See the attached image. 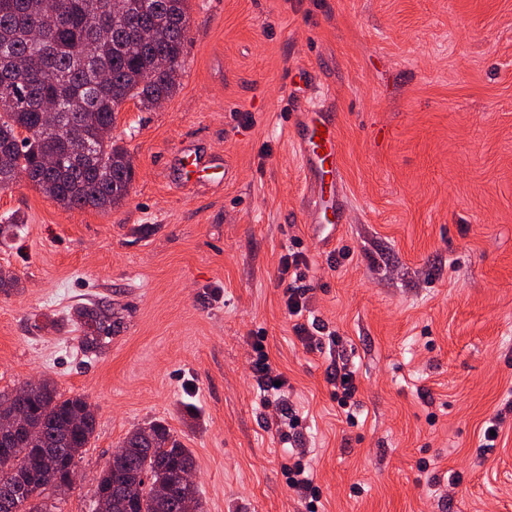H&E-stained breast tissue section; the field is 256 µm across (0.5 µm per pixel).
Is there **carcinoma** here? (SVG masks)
Listing matches in <instances>:
<instances>
[{"instance_id": "carcinoma-1", "label": "carcinoma", "mask_w": 512, "mask_h": 512, "mask_svg": "<svg viewBox=\"0 0 512 512\" xmlns=\"http://www.w3.org/2000/svg\"><path fill=\"white\" fill-rule=\"evenodd\" d=\"M40 2L0 0V98L15 89L24 98L15 107L0 106V182L26 172L64 208L111 209L125 201L135 172L124 163L128 150L110 129L125 101L135 99L150 110L176 91L189 34V0H123L116 16L102 12L95 19L94 5L106 0H59V13L49 23ZM44 23L51 36L38 47L29 33ZM43 101L57 104L62 124L83 129L82 158L72 156L59 135L42 131L38 103ZM47 157L60 159V165L43 167ZM75 315L86 350L118 328L96 305L78 307ZM16 398L27 429L12 442L11 458L0 460V512H55L49 482L35 480L19 494L13 474L44 475L66 460L76 464L95 434L96 409L82 397L62 398L48 380L29 392L16 391ZM150 429L151 442L140 428L126 435L121 447L127 453L109 460L94 492L126 484L108 512H183L188 499L195 512H202L197 487L176 483L177 471L193 464L189 449L164 424Z\"/></svg>"}]
</instances>
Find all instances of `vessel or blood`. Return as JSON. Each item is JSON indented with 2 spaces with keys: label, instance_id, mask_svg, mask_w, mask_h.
<instances>
[{
  "label": "vessel or blood",
  "instance_id": "1",
  "mask_svg": "<svg viewBox=\"0 0 512 512\" xmlns=\"http://www.w3.org/2000/svg\"><path fill=\"white\" fill-rule=\"evenodd\" d=\"M322 94L316 85H309L308 93L303 99V106L297 114V123L301 133L297 139V149L303 158L308 179L314 190L323 198L322 205L330 209L332 214H339L336 205L338 189L342 182V173L338 165V143L336 128L328 124L319 104ZM325 130L324 142H317L318 130ZM180 174L182 182H189L192 174L198 173L209 166L202 155L195 149L186 147L180 153Z\"/></svg>",
  "mask_w": 512,
  "mask_h": 512
}]
</instances>
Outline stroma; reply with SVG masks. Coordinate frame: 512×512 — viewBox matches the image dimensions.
<instances>
[{
  "instance_id": "35a3bbf8",
  "label": "stroma",
  "mask_w": 512,
  "mask_h": 512,
  "mask_svg": "<svg viewBox=\"0 0 512 512\" xmlns=\"http://www.w3.org/2000/svg\"><path fill=\"white\" fill-rule=\"evenodd\" d=\"M180 86L112 131L135 176L122 205L66 209L0 191V393L47 379L97 409L60 512H90L128 431L164 423L193 454L205 512H512V0H189ZM325 90L343 172L331 244L310 221L293 112ZM214 169L181 186L182 146ZM308 260L311 310L343 339L347 421L284 306L280 259ZM349 257L337 261L338 252ZM120 324L84 353L74 310ZM263 343L285 396L251 370ZM296 414L297 437L279 427ZM458 485H451L452 477ZM288 486L301 492L304 497H308L310 512H315L314 502H318L319 493L313 485L312 478L307 462L302 457L293 458L291 465H288Z\"/></svg>"
}]
</instances>
